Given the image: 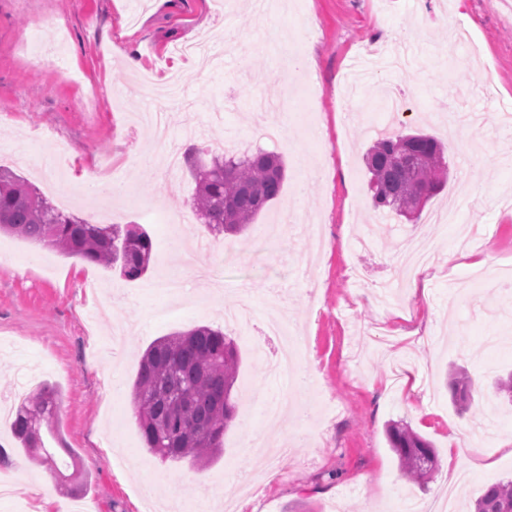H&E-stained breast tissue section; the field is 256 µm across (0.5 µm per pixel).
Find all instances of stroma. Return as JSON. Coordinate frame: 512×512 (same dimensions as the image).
<instances>
[{
	"label": "stroma",
	"mask_w": 512,
	"mask_h": 512,
	"mask_svg": "<svg viewBox=\"0 0 512 512\" xmlns=\"http://www.w3.org/2000/svg\"><path fill=\"white\" fill-rule=\"evenodd\" d=\"M401 30L411 67H390L384 28ZM128 32L143 62L137 72L114 59L109 38ZM217 33L219 66L172 59L179 44ZM466 35L472 54L457 62L455 38ZM171 64L182 78L184 104L170 107V139L195 147L203 160L221 144L234 155L264 148L286 165L282 191L254 227L224 235L235 260L216 259L211 234L193 220L168 224L195 189L187 167L161 183L151 131L138 121L153 107L143 79ZM352 76L364 102H385L391 88L412 100L411 114L390 123L382 111L344 108L340 86ZM396 133L421 129L447 140L462 122L461 148L449 149L448 182L417 219L374 209L364 154L376 141L372 122ZM286 128L279 145H263L262 128ZM52 131V144L40 135ZM68 164L64 190L79 196L77 216L94 224H139L151 235L148 273L130 281L118 272L24 238L0 235V252L18 262L0 265V397L39 386L58 394L48 447L71 448L87 474L78 493L59 481L51 490L63 512H146L184 507L194 512L200 490H255L245 512H423L454 490L453 512H470L496 482L512 478V406L496 387L512 370V302L488 303L496 270L512 265V0H267L257 19L245 0H0V165L37 187L51 178L40 161L47 148ZM107 171L128 193L100 209L84 202L83 173ZM454 207L461 222L482 233L488 255L483 284L468 252L455 248V225L432 224L434 211ZM289 209L294 224L259 242L257 227ZM322 220L326 244L305 237ZM435 238L426 291L401 288L396 253L417 231ZM193 250L198 264L224 282L215 300L210 279L175 260ZM176 275L185 293L172 298L159 280ZM247 291L254 309L249 331L225 321L224 311ZM299 337L296 365L303 383L271 375L281 340L266 333L268 315ZM199 326L221 329L239 355L238 415L212 464L163 461L146 447L134 412V383L143 352L157 338ZM473 378L471 407L450 401L447 372ZM292 391L305 417L269 423L265 409ZM11 407L0 404V477L18 490L0 499V512L33 503L23 483L49 471L12 437ZM391 421L429 439L438 470L427 485L408 481L385 434ZM283 439L292 451L273 469L251 451L255 435ZM461 449L469 480L448 468Z\"/></svg>",
	"instance_id": "35a3bbf8"
}]
</instances>
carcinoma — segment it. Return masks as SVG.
I'll return each instance as SVG.
<instances>
[{
    "label": "carcinoma",
    "instance_id": "obj_1",
    "mask_svg": "<svg viewBox=\"0 0 512 512\" xmlns=\"http://www.w3.org/2000/svg\"><path fill=\"white\" fill-rule=\"evenodd\" d=\"M373 207L399 216L419 214L424 188L439 190L448 174L443 146L415 133L384 136L366 157ZM209 175L194 176L188 204L215 234H241L278 198L285 177L280 157L259 151L242 157L211 159ZM0 231L50 245L66 255L117 269L128 280L144 276L153 253L150 235L137 225L91 224L63 212L12 170L0 167ZM238 353L231 337L207 326L154 341L143 355L134 384V410L146 447L163 459L188 460L204 470L221 448L234 420ZM56 390L48 385L27 397L17 410L12 433L30 457L60 471L40 438L55 412ZM391 448L410 479L425 485L436 471L431 442L401 421L386 427ZM475 512H512V479L488 486Z\"/></svg>",
    "mask_w": 512,
    "mask_h": 512
}]
</instances>
